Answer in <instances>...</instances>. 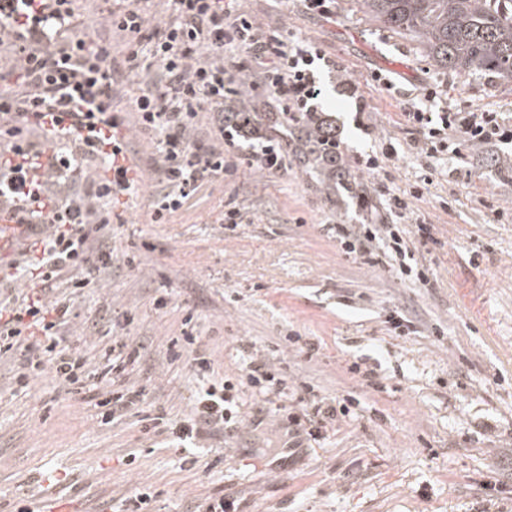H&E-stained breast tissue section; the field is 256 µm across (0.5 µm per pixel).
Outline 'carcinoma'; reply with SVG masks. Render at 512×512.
Segmentation results:
<instances>
[{"mask_svg": "<svg viewBox=\"0 0 512 512\" xmlns=\"http://www.w3.org/2000/svg\"><path fill=\"white\" fill-rule=\"evenodd\" d=\"M369 21L409 36L437 69L512 82V0H361ZM224 130L240 140L253 132L265 144L285 145L325 192L350 186L336 126L320 112H258L238 95Z\"/></svg>", "mask_w": 512, "mask_h": 512, "instance_id": "obj_1", "label": "carcinoma"}]
</instances>
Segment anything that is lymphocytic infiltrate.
Returning <instances> with one entry per match:
<instances>
[{
  "label": "lymphocytic infiltrate",
  "instance_id": "f902f5d3",
  "mask_svg": "<svg viewBox=\"0 0 512 512\" xmlns=\"http://www.w3.org/2000/svg\"><path fill=\"white\" fill-rule=\"evenodd\" d=\"M170 17L155 23L133 0L107 7L111 29L127 35L123 53L130 68L142 73L161 71L162 93L145 92L135 101L140 125L160 134L164 164L152 219L161 223L187 203L192 192L224 173V148L194 139L195 118L204 106L223 108L232 76L260 75L267 91L291 112L317 111L321 90L314 71L332 60L316 44L295 34L270 42L256 20L234 8V0H168ZM74 0H0V37L14 46L10 75L24 92L0 88V136L11 139L0 154V201L12 202L20 223L50 226L49 234L34 239L35 254L26 263L40 289L0 298V356L19 358L17 380L29 385L44 369L60 384L83 386L89 380L80 356L71 351L62 328L70 319L69 304L50 301L44 286L63 270L82 265L89 253L101 264L112 261L103 241L111 230L108 205L113 196L132 190L135 180L125 163L126 143L112 113V86L118 71L112 65V44L103 35L79 29ZM423 138L422 154L432 157L450 138L494 145L512 143V128L495 112H459L449 107L442 92L426 90L407 114ZM40 130L75 138L82 154L109 165L108 176L87 174L83 167L55 154L33 150L27 135ZM50 170L59 185L49 192L42 170ZM88 186L84 194L72 191L76 182ZM336 240L346 253H367L373 242H383L394 268L427 282L425 271H414L412 252L394 224H364L359 230L334 225ZM101 378L112 382L110 397L100 400L103 421L122 418L138 409L144 391L122 386L129 364L135 363L123 340H114L103 355ZM250 387L267 404L284 410L288 381L273 372L267 361L244 363ZM347 403L311 396L301 414H288L292 426L311 439L322 436L337 413H349ZM238 421L237 396L231 385H213L196 398L187 419L155 418L173 440L193 442L207 431H221Z\"/></svg>",
  "mask_w": 512,
  "mask_h": 512
}]
</instances>
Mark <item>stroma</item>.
<instances>
[{"label":"stroma","instance_id":"obj_1","mask_svg":"<svg viewBox=\"0 0 512 512\" xmlns=\"http://www.w3.org/2000/svg\"><path fill=\"white\" fill-rule=\"evenodd\" d=\"M236 7L267 35L297 32L332 59L317 74L319 109L335 121L354 190L371 205L357 207L341 189L326 194L290 160L273 176L250 168L240 144L225 153L223 176L153 223L162 156L133 103L157 77L119 80L112 104L136 189L110 205L112 265L91 258L62 271L47 296L70 304L64 331L87 369L113 337L139 350L124 384L146 398L103 424L93 402L110 384L71 390L46 371L23 388L16 358L0 357V512L31 494L42 512H120L143 486L155 494L153 512H188L218 492L244 512H512V180L486 163L512 159V147L454 139L427 158L405 117L434 86L459 111L512 121V83L437 70L411 38L367 21L358 0H336L328 19L297 0ZM388 143L397 153L385 174L359 169V157ZM395 194L408 196L406 213L391 210ZM231 209L240 223H225ZM369 221L402 226L429 284L396 276L382 248L344 253L328 231ZM421 224L429 237L418 235ZM75 277L90 287L73 291ZM400 315L415 333L394 332ZM187 335L237 384L241 404L234 433L192 448L144 423L187 417L210 385L175 353L173 339ZM250 353L285 371L296 397L311 389L356 402L323 439L293 446L287 420L242 375ZM355 362L375 369L371 382L351 372Z\"/></svg>","mask_w":512,"mask_h":512}]
</instances>
